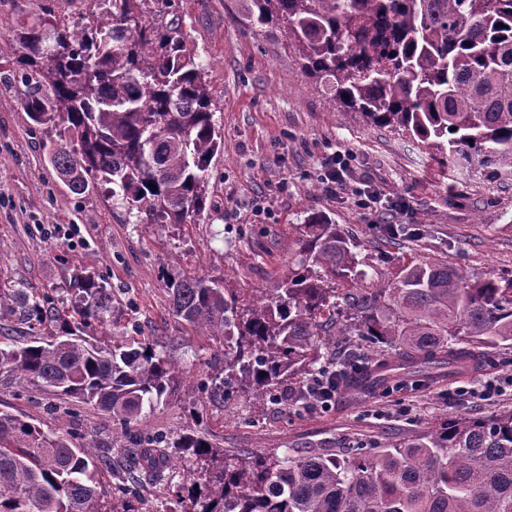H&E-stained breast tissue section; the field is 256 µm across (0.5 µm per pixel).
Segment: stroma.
Listing matches in <instances>:
<instances>
[{
    "label": "stroma",
    "mask_w": 512,
    "mask_h": 512,
    "mask_svg": "<svg viewBox=\"0 0 512 512\" xmlns=\"http://www.w3.org/2000/svg\"><path fill=\"white\" fill-rule=\"evenodd\" d=\"M69 21L87 17V0H0V56L17 58V22L45 11ZM188 47L204 65L214 121L224 146L209 167L210 210L192 224H140L114 206L104 190L72 194L47 161L45 133L32 128L22 86L0 84V281L20 280L67 297L79 270L99 274L111 288L121 328L140 324L157 351L175 362L168 393L145 411L140 429L171 439L204 437L228 459L251 455L300 458L347 447L367 452L428 433L445 418L481 417L512 409V391L489 401H459L458 386L481 375L512 377V345L484 350L470 372L448 376L433 368L400 371V387L356 397L337 394L331 407L291 400L260 405L236 394L210 402L200 382L223 354L208 337L185 330L170 314L162 280L176 271L223 280L248 299L272 292L286 273L305 223L323 216L355 244L362 275L348 290L369 294L395 283L408 264L448 263L468 278L512 276V180L490 182L438 165L409 138L367 124L361 113L335 105L302 69L282 33L248 27L241 0H175ZM350 149L347 180L370 184L384 210L370 212L329 191L326 161ZM393 233H386V225ZM419 227L409 236L405 227ZM49 396L32 387H0V410L57 423ZM191 461L169 478L139 488V512H174Z\"/></svg>",
    "instance_id": "35a3bbf8"
}]
</instances>
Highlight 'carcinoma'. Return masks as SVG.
<instances>
[{
	"label": "carcinoma",
	"mask_w": 512,
	"mask_h": 512,
	"mask_svg": "<svg viewBox=\"0 0 512 512\" xmlns=\"http://www.w3.org/2000/svg\"><path fill=\"white\" fill-rule=\"evenodd\" d=\"M91 2L102 12L79 30L50 13L18 26L22 57L6 73L26 88L31 124L55 135L48 162L73 194L100 186L138 224H191L206 211L222 145L205 68L179 19H147L150 4L163 14L170 0ZM243 2L251 27L285 32L308 77L368 124L409 135L446 168L512 177V0ZM352 247L337 225L312 220L277 293L252 302L222 279L166 277L172 314L224 349V371L204 383L211 401L223 402L238 374L260 404L281 403L280 386L295 377L309 379L297 401L363 394L397 360L458 371L479 348L512 341V277L471 281L441 262L416 264L388 292L359 298L337 288L359 276ZM70 286L68 312L48 292L0 285V319L47 330L0 346V385L43 386L118 420L127 474L105 505L98 483L112 446L0 411V512H135L129 474L159 478L186 457L197 477L179 512H512V410L459 414L376 454L352 447L298 460L233 463L201 437L142 435L143 410L161 401L176 366L148 340L115 332L99 275L82 270ZM338 336L385 345L376 368L318 364Z\"/></svg>",
	"instance_id": "obj_1"
}]
</instances>
